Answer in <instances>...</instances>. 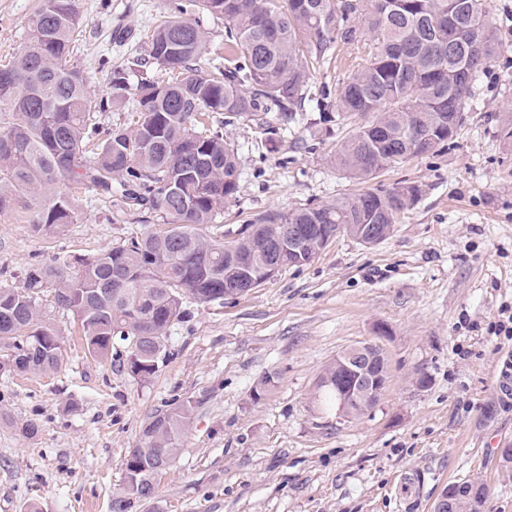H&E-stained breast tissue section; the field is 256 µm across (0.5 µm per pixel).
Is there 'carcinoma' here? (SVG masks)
<instances>
[{"label":"carcinoma","instance_id":"carcinoma-1","mask_svg":"<svg viewBox=\"0 0 512 512\" xmlns=\"http://www.w3.org/2000/svg\"><path fill=\"white\" fill-rule=\"evenodd\" d=\"M489 0H185L180 15L154 27L143 51L110 69L111 96L121 98L134 68L155 67L162 78L141 85L136 130L104 128L95 113L109 103L92 98L74 60L83 33L79 0H40L30 17L24 50L0 67V209L15 200L39 207L36 236L78 220L77 199L59 185H85L100 197H120L127 209L155 214L165 228L131 236L92 259L31 265L22 286L0 284V371L46 373L63 363L62 331L41 309L72 314L84 350L113 359L140 381L166 363L173 325L184 303L220 302L228 288L263 279L270 237L281 224L364 225L378 236L412 206L414 184L377 186L315 207L270 211L252 233L223 241L212 233L224 203L238 192V154L218 128L196 130L197 117L222 112L231 121L258 112H334L366 121L336 145L331 162L361 183L414 157L448 145L445 130L463 120L471 85L498 45ZM224 19V63L192 66L206 50L199 14ZM342 43L359 45L366 59L336 90L314 94L310 65L322 64ZM100 138L97 152L86 142ZM127 345L112 354V341ZM336 403L347 385L344 369L324 370ZM194 416L191 401L149 418L141 444L128 451L125 482L113 512L153 498L156 472L173 464ZM480 500L457 497L452 512H482Z\"/></svg>","mask_w":512,"mask_h":512}]
</instances>
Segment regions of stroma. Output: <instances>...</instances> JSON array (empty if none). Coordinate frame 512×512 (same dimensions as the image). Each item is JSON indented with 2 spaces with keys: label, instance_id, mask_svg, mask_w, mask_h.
I'll use <instances>...</instances> for the list:
<instances>
[{
  "label": "stroma",
  "instance_id": "1",
  "mask_svg": "<svg viewBox=\"0 0 512 512\" xmlns=\"http://www.w3.org/2000/svg\"><path fill=\"white\" fill-rule=\"evenodd\" d=\"M178 0H80L85 39L75 61L96 99L111 67L141 51L145 35ZM39 0H0V65L23 49ZM499 36L494 60L474 82L450 145L388 169L377 182L420 189L388 238L366 246L335 239L312 262L224 302L185 305L170 356L148 381L85 353L72 317L43 295L64 333L54 372H0V512H111L124 460L144 423L192 400L195 415L176 462L152 500L128 512H406L403 470L420 473L418 512H433L449 484L489 488L483 512H512V402L495 391L493 368L512 352L501 324L512 318V0H490ZM363 59L342 45L313 68L312 89L337 88ZM220 127L238 148L239 190L219 219L227 239L270 211L322 205L361 191L330 162L352 121L292 120L263 112ZM77 223L35 236L36 207L0 210V281L29 265L92 258L134 233L161 227L75 189ZM389 335L379 338L378 327ZM381 340L389 379L358 418L323 409L315 385L346 348ZM37 420L28 439L21 426Z\"/></svg>",
  "mask_w": 512,
  "mask_h": 512
}]
</instances>
